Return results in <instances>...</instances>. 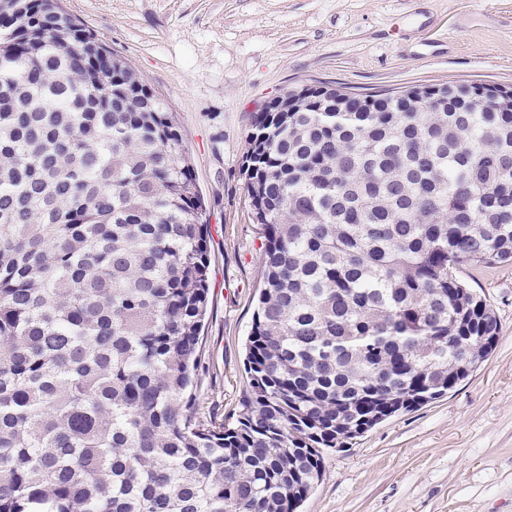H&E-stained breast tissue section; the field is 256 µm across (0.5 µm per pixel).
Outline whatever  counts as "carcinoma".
<instances>
[{
	"label": "carcinoma",
	"mask_w": 512,
	"mask_h": 512,
	"mask_svg": "<svg viewBox=\"0 0 512 512\" xmlns=\"http://www.w3.org/2000/svg\"><path fill=\"white\" fill-rule=\"evenodd\" d=\"M0 8V512H298L322 451L498 341L463 265L512 260V88L309 86L241 163L265 280L234 422L191 388L209 216L176 121L58 0Z\"/></svg>",
	"instance_id": "cac0c4a2"
}]
</instances>
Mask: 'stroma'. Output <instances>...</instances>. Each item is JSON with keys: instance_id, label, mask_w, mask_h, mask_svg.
<instances>
[{"instance_id": "stroma-1", "label": "stroma", "mask_w": 512, "mask_h": 512, "mask_svg": "<svg viewBox=\"0 0 512 512\" xmlns=\"http://www.w3.org/2000/svg\"><path fill=\"white\" fill-rule=\"evenodd\" d=\"M174 112L210 219L197 417L233 422L263 286L260 228L241 171L254 112L290 90L512 87V0H61ZM459 277L500 322L454 390L325 449L302 512H512V263Z\"/></svg>"}]
</instances>
